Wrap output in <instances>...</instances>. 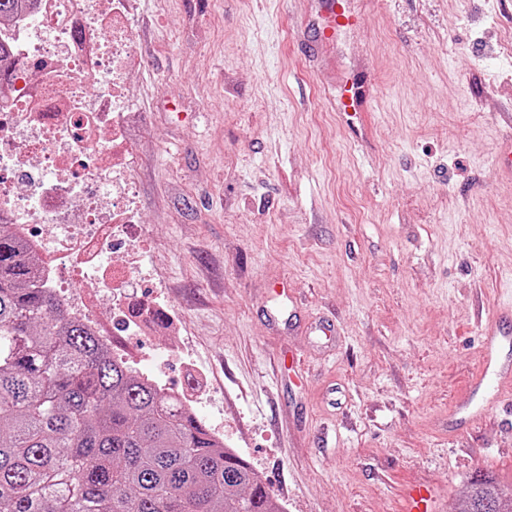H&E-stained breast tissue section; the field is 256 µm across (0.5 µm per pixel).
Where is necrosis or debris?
<instances>
[{
    "mask_svg": "<svg viewBox=\"0 0 512 512\" xmlns=\"http://www.w3.org/2000/svg\"><path fill=\"white\" fill-rule=\"evenodd\" d=\"M131 0H33L0 33V226L36 259L39 287L134 365L113 338L175 328L174 311L142 294L143 219L126 136L136 43ZM126 263L114 266L113 254ZM70 268L80 289H69ZM112 296V317L97 308Z\"/></svg>",
    "mask_w": 512,
    "mask_h": 512,
    "instance_id": "4bbe7bcc",
    "label": "necrosis or debris"
}]
</instances>
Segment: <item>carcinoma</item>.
Masks as SVG:
<instances>
[{"instance_id": "cac0c4a2", "label": "carcinoma", "mask_w": 512, "mask_h": 512, "mask_svg": "<svg viewBox=\"0 0 512 512\" xmlns=\"http://www.w3.org/2000/svg\"><path fill=\"white\" fill-rule=\"evenodd\" d=\"M0 512H283L262 478L35 284L0 229ZM458 512H512L470 479Z\"/></svg>"}]
</instances>
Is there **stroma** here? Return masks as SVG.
<instances>
[{
	"label": "stroma",
	"instance_id": "obj_1",
	"mask_svg": "<svg viewBox=\"0 0 512 512\" xmlns=\"http://www.w3.org/2000/svg\"><path fill=\"white\" fill-rule=\"evenodd\" d=\"M352 6L319 45L316 0H135L143 261L178 326L121 342L175 388L195 362V414L286 512H401L418 483L457 512L476 474L512 485V397L452 414L512 299V0ZM364 67L355 138L321 79Z\"/></svg>",
	"mask_w": 512,
	"mask_h": 512
}]
</instances>
